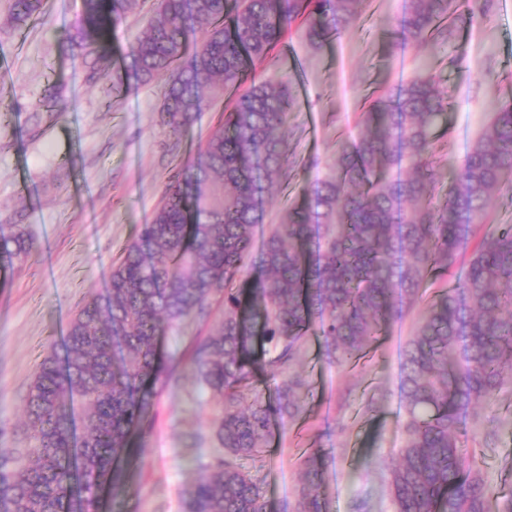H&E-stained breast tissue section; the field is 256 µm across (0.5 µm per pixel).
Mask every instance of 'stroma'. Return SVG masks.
<instances>
[{
    "mask_svg": "<svg viewBox=\"0 0 512 512\" xmlns=\"http://www.w3.org/2000/svg\"><path fill=\"white\" fill-rule=\"evenodd\" d=\"M9 7L0 0V224L21 225L34 248L0 272L1 448L19 447L22 398L40 362L60 347L84 299L107 288L122 247L161 205L170 174L219 126L227 101L224 91L208 93L200 114L171 138L160 114L168 76L128 82L116 98L111 78L91 76L82 60L60 51L57 37L79 17L81 0H46L44 14L21 29L8 23ZM405 7L406 0H364L339 39L315 49L287 36L275 67L257 70L258 79L289 81L299 99L288 119L294 178L274 190L267 223H277L281 207L325 174L379 89L431 75L447 96L436 128L441 195L483 126L512 101V0H492L487 17L460 22L434 50L392 48ZM54 99L65 109L45 119ZM422 311L415 306L347 369L327 365L319 338L309 335L297 365L308 381L304 413L274 423L262 457L245 462L263 483L267 512H290L309 448L325 451L328 512H353L358 499L367 512H393L387 477L404 440L402 363ZM220 318V306L211 305L207 318L186 321L166 338V351L184 359ZM203 399L182 363L154 399L152 430L121 460L122 490L104 494L106 512H183L185 490L202 475L195 458L213 450V408ZM497 430L493 449L484 448L473 423L461 442L491 491H512V380L501 394ZM191 434L200 437L193 455L185 450Z\"/></svg>",
    "mask_w": 512,
    "mask_h": 512,
    "instance_id": "stroma-1",
    "label": "stroma"
}]
</instances>
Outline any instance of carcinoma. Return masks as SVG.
<instances>
[{
	"instance_id": "obj_1",
	"label": "carcinoma",
	"mask_w": 512,
	"mask_h": 512,
	"mask_svg": "<svg viewBox=\"0 0 512 512\" xmlns=\"http://www.w3.org/2000/svg\"><path fill=\"white\" fill-rule=\"evenodd\" d=\"M152 3L124 76L172 72L161 107L178 137L206 93H232L220 126L170 181L165 200L138 226L112 267L109 287L76 314L64 355L46 356L23 398V448H0V512H101L121 489L118 462L153 425L152 397L180 363L161 337L222 303L215 332L188 359L215 405L216 452L184 494V512H267L262 482L243 465L267 447L275 417L296 419L306 379L291 372L313 326L322 355L346 368L388 326L426 300L403 363L405 441L391 468L394 512H512L493 495L460 443L469 409L494 402L512 374V224L484 228L492 199L512 183V103L471 145L445 200L436 199L435 128L448 107L431 76L370 99L306 205L288 204L263 236L270 189L288 181L286 81L246 80L274 65L285 34L311 46L344 35L362 0H83L62 50L107 74L112 30ZM43 0H11L10 23L38 18ZM457 0H407L392 44L437 48L454 35ZM198 49L187 52L197 34ZM31 239L0 224V264L26 260ZM274 375L276 407L252 391L258 365ZM79 398V447L68 403ZM310 448L293 512H326Z\"/></svg>"
}]
</instances>
